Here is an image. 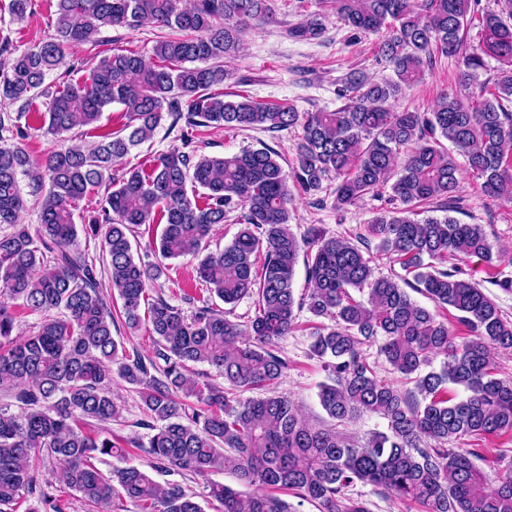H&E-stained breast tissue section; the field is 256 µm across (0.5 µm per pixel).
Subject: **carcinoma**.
Listing matches in <instances>:
<instances>
[{
  "instance_id": "carcinoma-1",
  "label": "carcinoma",
  "mask_w": 512,
  "mask_h": 512,
  "mask_svg": "<svg viewBox=\"0 0 512 512\" xmlns=\"http://www.w3.org/2000/svg\"><path fill=\"white\" fill-rule=\"evenodd\" d=\"M325 3L353 31L379 37L378 55L392 71L382 81L346 74L337 89L345 104L332 112L211 93L228 76L224 59L238 52L243 27L273 21L270 0H55L54 34L0 70V106L21 103L16 116L0 114V226L8 227L0 232V292L41 316L24 335L0 302V384L8 397L0 405V512H61L37 465L43 457L61 465L59 481L97 512H124L127 501L136 512H203L195 495L169 479L175 474L205 480L223 512H296L281 491L317 512H370L346 494L356 482L419 512H512V464L502 469L479 449L489 437L512 438V379L497 377L493 360L497 350L512 351V319L463 277L468 259L497 268L483 226L451 216L462 199L460 157L484 195L512 203V0H497L496 10L477 9L478 0ZM147 24L175 34L156 41L148 57L104 54L83 80L45 84L66 50L94 42L101 29ZM472 28L476 41L468 38ZM322 31L311 17L288 35L314 39ZM438 54L458 60L455 85L427 112L397 108ZM488 58L503 64L489 84L480 81ZM41 97L48 99L46 133L78 128L92 142L30 155L20 120ZM113 104L126 122L101 134ZM166 115L181 146L146 167H122ZM210 127L300 129L290 171L266 144L230 156L197 154L201 129ZM21 176L41 193L37 224L20 223ZM333 177L338 210L386 192L401 207L380 212L366 236L328 237L312 224L297 237L289 227L295 196H313ZM90 193L101 194L98 209L78 225L75 212ZM235 211L238 233L202 257L196 274L228 306L254 299L249 323L207 300L187 315L160 296L149 299V286L166 274L163 261L198 257L212 227ZM143 224L162 226L158 263L134 258L130 236ZM80 230L99 241V256L78 246ZM372 238L399 265L398 278L375 275ZM300 261L309 290L298 298ZM304 308L331 321L315 328L311 343L328 373L318 393L328 417L385 421L360 446L311 424L277 391L288 368L279 341L296 330ZM119 319L144 331L147 352H128L116 340ZM461 326L469 338L458 343ZM379 339L404 383L378 376L363 357L361 346ZM441 355L440 369L425 370ZM117 379L139 393L134 426L147 430L148 468L127 463L106 474L98 464L123 458V448L84 425L120 416ZM450 384L466 396L449 397ZM221 471L248 491L211 479Z\"/></svg>"
}]
</instances>
